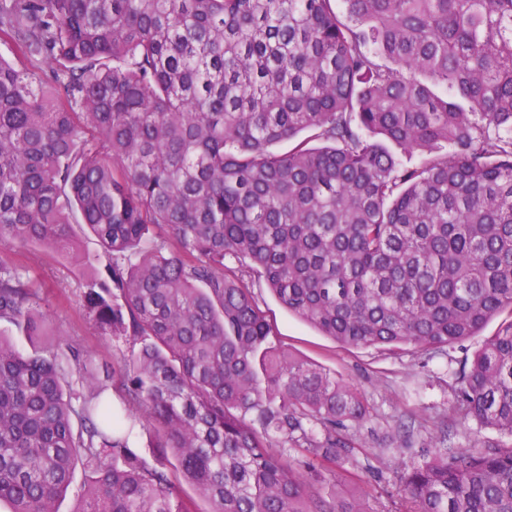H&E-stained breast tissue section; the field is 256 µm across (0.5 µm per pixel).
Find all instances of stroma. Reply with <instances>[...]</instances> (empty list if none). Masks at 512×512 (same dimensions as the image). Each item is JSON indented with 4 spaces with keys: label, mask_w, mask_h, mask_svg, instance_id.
Segmentation results:
<instances>
[{
    "label": "stroma",
    "mask_w": 512,
    "mask_h": 512,
    "mask_svg": "<svg viewBox=\"0 0 512 512\" xmlns=\"http://www.w3.org/2000/svg\"><path fill=\"white\" fill-rule=\"evenodd\" d=\"M96 239L81 227H73L68 243L55 248H18L0 244V261L17 267L41 289V309L48 319L44 344L63 340L89 351L91 366L100 378L112 375V364L123 343L101 335L86 317L81 296L88 275L78 255L99 251ZM260 309L274 323L282 343L296 356L335 372L360 391L367 418L346 430L352 450L336 469V483L349 501L367 496L370 512H407L397 493L404 468L423 460L433 448H479L491 443L512 446V437L485 429L479 436L456 431V371L486 337L502 326L491 320L481 335L442 350L405 348L390 352L358 348L325 336L313 325L289 312L255 280Z\"/></svg>",
    "instance_id": "35a3bbf8"
}]
</instances>
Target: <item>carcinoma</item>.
I'll list each match as a JSON object with an SVG mask.
<instances>
[{
    "label": "carcinoma",
    "instance_id": "carcinoma-1",
    "mask_svg": "<svg viewBox=\"0 0 512 512\" xmlns=\"http://www.w3.org/2000/svg\"><path fill=\"white\" fill-rule=\"evenodd\" d=\"M0 243L85 225L112 383L43 346L0 262V503L58 512H367L336 493L360 392L287 350L251 287L335 341L441 349L460 425L512 436V0H0ZM289 143V149L275 146ZM144 417L152 459L129 446ZM293 453H288V450ZM413 512H512V448H437Z\"/></svg>",
    "mask_w": 512,
    "mask_h": 512
}]
</instances>
